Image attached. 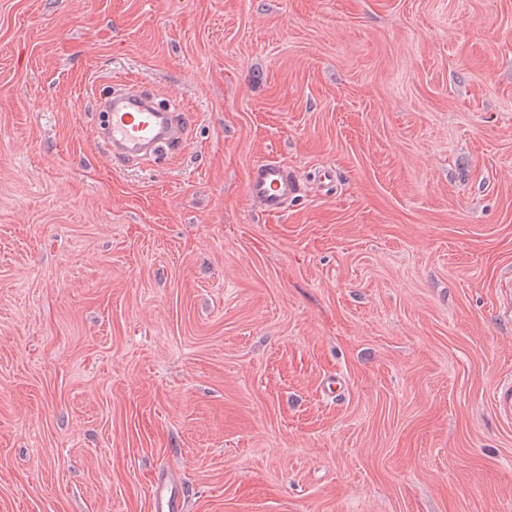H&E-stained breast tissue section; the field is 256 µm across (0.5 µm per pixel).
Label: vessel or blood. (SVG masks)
I'll list each match as a JSON object with an SVG mask.
<instances>
[{
    "instance_id": "vessel-or-blood-1",
    "label": "vessel or blood",
    "mask_w": 512,
    "mask_h": 512,
    "mask_svg": "<svg viewBox=\"0 0 512 512\" xmlns=\"http://www.w3.org/2000/svg\"><path fill=\"white\" fill-rule=\"evenodd\" d=\"M98 109L103 114L98 139L113 162L134 166L176 151L184 143L182 123L143 88L132 86L101 98ZM300 191L297 177L272 161L255 164L246 183L248 198L267 214L284 211ZM152 498L154 512H182L177 474L169 469L160 472L152 486Z\"/></svg>"
}]
</instances>
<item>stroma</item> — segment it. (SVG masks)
<instances>
[{
    "label": "stroma",
    "mask_w": 512,
    "mask_h": 512,
    "mask_svg": "<svg viewBox=\"0 0 512 512\" xmlns=\"http://www.w3.org/2000/svg\"><path fill=\"white\" fill-rule=\"evenodd\" d=\"M509 284L512 0H0V512H512ZM98 110L104 112L99 143L114 163L134 166L176 151L184 143L183 124L170 107L141 87L113 91L98 101ZM301 191L297 177L278 162L255 164L246 183V195L262 212L278 214ZM154 512H181L184 503L179 492L178 476L171 469L162 470L152 486Z\"/></svg>",
    "instance_id": "1"
}]
</instances>
